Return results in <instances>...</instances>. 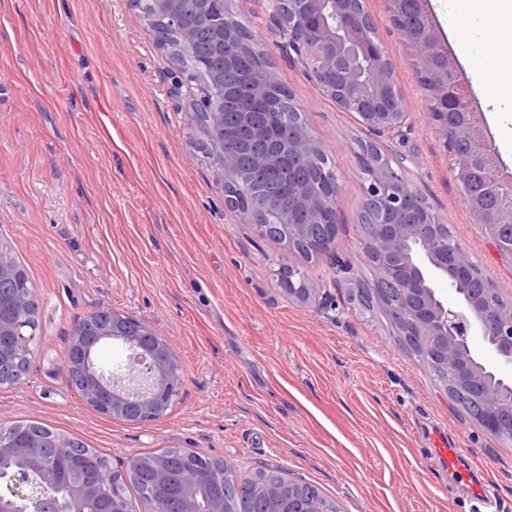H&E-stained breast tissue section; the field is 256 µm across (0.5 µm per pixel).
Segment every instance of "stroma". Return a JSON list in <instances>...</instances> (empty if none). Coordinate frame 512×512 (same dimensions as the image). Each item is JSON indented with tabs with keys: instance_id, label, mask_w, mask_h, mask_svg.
<instances>
[{
	"instance_id": "stroma-1",
	"label": "stroma",
	"mask_w": 512,
	"mask_h": 512,
	"mask_svg": "<svg viewBox=\"0 0 512 512\" xmlns=\"http://www.w3.org/2000/svg\"><path fill=\"white\" fill-rule=\"evenodd\" d=\"M411 114L388 140L325 98L284 55L266 0H233L337 174V261L305 264L324 307L288 297L274 272L280 243L226 208L200 146L203 131L170 93L172 65L128 0H0V244L39 291L35 357L0 386V424L43 423L113 463L166 448L233 460L248 474L283 468L340 512H471V485L425 458L428 430L464 449L475 482L492 480L512 512V446L457 411L380 309L356 295L375 271L358 230L366 203L358 144L392 146L437 218L504 295L512 256L461 202L450 160L426 119L383 0H366ZM482 125L512 170V114L478 100ZM108 306L164 332L182 386L167 415L129 423L102 414L62 371L76 317Z\"/></svg>"
}]
</instances>
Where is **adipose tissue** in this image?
<instances>
[{"mask_svg":"<svg viewBox=\"0 0 512 512\" xmlns=\"http://www.w3.org/2000/svg\"><path fill=\"white\" fill-rule=\"evenodd\" d=\"M480 33L496 35L492 56L473 53L468 44H460L459 53L471 72L481 94L491 99L494 111L512 112V98L502 95L504 81L512 82V0H483Z\"/></svg>","mask_w":512,"mask_h":512,"instance_id":"obj_1","label":"adipose tissue"}]
</instances>
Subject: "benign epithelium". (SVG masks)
I'll return each instance as SVG.
<instances>
[{"label": "benign epithelium", "mask_w": 512, "mask_h": 512, "mask_svg": "<svg viewBox=\"0 0 512 512\" xmlns=\"http://www.w3.org/2000/svg\"><path fill=\"white\" fill-rule=\"evenodd\" d=\"M144 8L165 20L166 30L179 35L182 43L192 44L196 32L183 28L180 20L193 14L200 25L211 23L212 0H143ZM353 0H270L272 17L278 27L279 48L304 63L308 75L338 107L354 112L360 123L378 133L402 135L410 112L396 85L388 51L372 33V15L365 0L360 10L352 9ZM387 13L400 39L412 51L423 90L433 109L426 113L430 125L444 146L465 140L469 152L450 154V172L461 186L474 184L473 162L494 159L492 144L485 134H472L471 117L477 114L468 85L460 78L448 83L447 71L438 66L447 57L431 19L417 25L403 13L404 0H384ZM232 0H224L222 42L225 59L249 57L256 60L252 78L244 89L255 102L271 105L286 94L274 66L266 59L258 39H241L243 22L236 18ZM172 94L199 124L209 139L220 138L223 150L214 158V177L224 186L225 205L237 212L243 223L255 226L267 236V225L283 231L282 254L275 270L280 288L302 303H322L321 288L303 279H292L288 256L297 245L307 246L314 257L334 259L344 247L338 235L335 198L338 182L324 184L306 176L304 169L321 151L319 143L304 124L288 122L274 131L271 122L253 123L246 134L225 121L224 108L218 104L209 85L224 84L213 74L204 80L180 67L171 73ZM405 158L393 153L387 163L371 159L360 163L366 183L367 202L379 219L364 238L369 262L382 280L396 289L391 297L384 288H372V301L392 322L400 336H423L426 348L423 362L432 369L451 365L452 383L447 390L466 394L478 407L471 421L495 438H512V378L500 369L512 367V300L492 288H467L474 263L458 242L436 241L437 219L425 211L418 189L405 177ZM288 178L285 196L267 192V186ZM466 205L480 223L487 226L497 248L512 255V238L498 236L503 224H512V212L488 209L480 191L473 189L465 197ZM455 288L456 298H444L445 285ZM9 296L14 313L0 316V336L11 345L14 358L34 357L36 322L31 315L34 292L22 284L14 264L0 253V301ZM479 333L485 350L471 346L473 333ZM106 340L121 341L128 351L124 374L117 378L97 370L93 350ZM176 354L162 332L153 324H137L121 313L112 320L99 322L90 330H72L63 371L68 377L77 373L85 378L83 397L104 414L116 418L154 420L177 393L180 375ZM43 444L31 440L0 448V458L11 457L16 467L10 478L13 493L31 504V512H64L46 498L42 487L62 485L65 501L79 505L105 493L96 482L77 471L64 482L44 469ZM157 484L168 482L167 459L154 458L150 464ZM42 476L37 482L32 474ZM201 485L187 477L181 481L179 496L172 502L156 496L144 504V512H200ZM263 512H326L304 487H278L263 494Z\"/></svg>", "instance_id": "benign-epithelium-1"}]
</instances>
